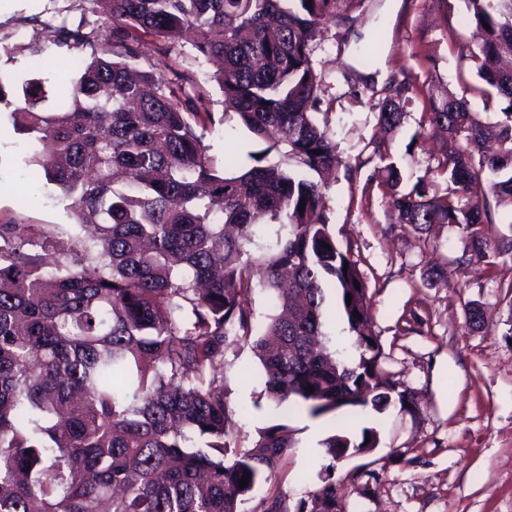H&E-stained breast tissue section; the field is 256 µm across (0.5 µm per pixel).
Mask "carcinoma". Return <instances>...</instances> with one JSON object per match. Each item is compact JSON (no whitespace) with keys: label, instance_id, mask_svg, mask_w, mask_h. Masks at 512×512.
I'll return each mask as SVG.
<instances>
[{"label":"carcinoma","instance_id":"1","mask_svg":"<svg viewBox=\"0 0 512 512\" xmlns=\"http://www.w3.org/2000/svg\"><path fill=\"white\" fill-rule=\"evenodd\" d=\"M91 2L101 30L49 29L81 51L56 104L44 81L0 75L14 131L51 145L28 166L60 190L77 223L92 225L63 242L59 225L0 224V512H245L298 442L275 422L237 447L227 347H251L263 395L284 411L357 416L415 404L382 367L367 283L326 206L341 160L317 119L324 79L312 55L327 25L352 31L366 0ZM463 2L481 32L467 58L497 120L488 126L450 88L424 87L423 121L445 135L431 169L445 192L425 177L407 183L392 162L378 175L398 223L465 230L462 255L432 268L440 277L474 258L512 257V239L485 233L512 207V68L501 65L512 58V0ZM189 32L196 58L220 62L224 122L264 148L216 161L196 130L212 121L205 92L167 77L160 58L134 72L143 37L162 39V56ZM412 91L372 104L382 160ZM258 291L276 310L260 327ZM332 318L347 325L348 344L326 331ZM378 444L374 427L358 437L336 427L321 442L330 463L320 485L295 512L344 501L336 460ZM260 506L288 512L280 494Z\"/></svg>","mask_w":512,"mask_h":512}]
</instances>
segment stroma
<instances>
[{
    "instance_id": "obj_1",
    "label": "stroma",
    "mask_w": 512,
    "mask_h": 512,
    "mask_svg": "<svg viewBox=\"0 0 512 512\" xmlns=\"http://www.w3.org/2000/svg\"><path fill=\"white\" fill-rule=\"evenodd\" d=\"M88 0H0V71L20 80L44 79L58 94L71 77L74 49L47 44L40 60L28 46L44 36L51 20L78 24L89 15ZM336 27L324 33L313 60L325 80L322 121L346 165L327 191L330 229L349 248L369 288L383 367L409 387L418 406L411 413L391 407L384 414H360L351 426L376 428L372 452L336 464L344 480L347 512H512V258L490 266L472 261L451 278L430 268L459 257L464 231L434 226L429 234L398 223L374 177L380 159L371 155L377 138L374 100L389 86L413 79L464 82L477 111L486 101L480 80L462 58L476 44L463 0H369L366 11L339 45ZM375 41L372 65L360 59L361 42ZM167 63L188 83L208 91L205 107L213 123L199 133L209 155L223 160L229 149L255 150L259 144L243 126L222 123L224 107L210 65L195 59L188 43L172 47ZM425 101L413 95L389 155L413 180L435 167L443 139L422 122ZM31 146L16 134L8 115L0 116V223L73 224L55 186L34 201L18 187L27 174ZM485 312L479 327L466 322V305ZM224 382L239 447L257 438L258 428L277 420L278 411L262 394L260 365L249 346L224 352ZM298 446L260 497L277 489L295 512L313 490V480L329 459L320 443L334 424L306 412L290 414Z\"/></svg>"
}]
</instances>
